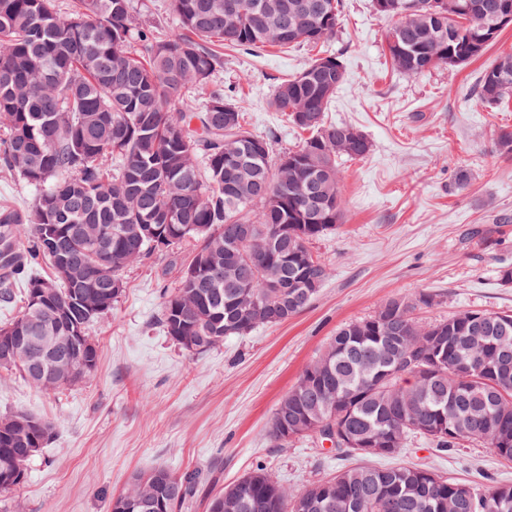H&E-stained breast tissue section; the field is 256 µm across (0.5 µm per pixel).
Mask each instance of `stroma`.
<instances>
[{"instance_id":"stroma-1","label":"stroma","mask_w":512,"mask_h":512,"mask_svg":"<svg viewBox=\"0 0 512 512\" xmlns=\"http://www.w3.org/2000/svg\"><path fill=\"white\" fill-rule=\"evenodd\" d=\"M342 4L327 47L342 56L346 78L326 117L355 126L372 147L339 166L344 222L315 246L328 270L320 293L284 323L192 355L159 324L160 294L174 287L179 264L155 256L127 270L125 295L90 329L99 363L89 380L53 391L0 375V411L54 427L25 481L0 494V512H111L132 476L154 468L202 472L201 491L184 512H207L210 495L259 467L303 489L342 460L307 440L273 447L268 426L278 400L339 325L423 289L437 296L418 314L426 322L469 309L512 311V287L499 281L501 267L512 266V221H495L512 218V155L494 140L498 129H512V99L488 106L475 97L481 72L512 51V27L466 65L407 76L391 66V22L372 0ZM310 56L306 47H228L213 79L240 106L246 128L276 133L275 151L294 148L300 136L269 98ZM462 171L471 179L460 188ZM401 460L461 482L512 484V464L482 447L442 453L418 440Z\"/></svg>"}]
</instances>
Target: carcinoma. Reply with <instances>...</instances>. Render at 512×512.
Segmentation results:
<instances>
[{"mask_svg":"<svg viewBox=\"0 0 512 512\" xmlns=\"http://www.w3.org/2000/svg\"><path fill=\"white\" fill-rule=\"evenodd\" d=\"M504 3L512 6L390 0L376 13L394 20L385 35L392 65L416 76L454 67V57L463 65L481 57L501 32L478 48L473 33ZM172 11L177 28L162 38L137 22L132 0H73L67 11L57 0H0V169L35 190L30 209L0 208V301L23 292L0 337L26 336L33 327L86 336L125 293V270L182 249L189 260L175 287L163 291L160 323L172 341L193 337L198 355L226 337L278 324L264 311L288 292L268 287L274 275L297 285L290 318L317 295L306 283L327 278L313 244L342 223L338 161L371 150L366 137L337 149L336 140L356 127L325 117L345 80L341 56L321 50L276 85L270 107L307 133L277 155L274 136L245 128L240 107L212 87V77L226 46L324 45L338 31L340 0H172ZM511 96L512 52L498 55L478 81L482 104ZM196 100L201 105L191 106ZM300 111L318 113L319 121L299 122ZM48 224L57 225L54 239ZM123 224L149 225L168 243L114 232ZM241 224L254 225L273 254L244 246ZM87 228L101 240L86 239ZM62 262L91 273L102 311L78 302ZM113 281L122 288L109 291ZM435 299L427 290L395 296L343 324L278 401L269 426L274 447L303 439L321 446V430L333 426L351 435L334 448L347 465L298 491L257 468L215 494L207 512H505L512 485L456 482L413 463L364 464L396 458L418 439L440 452L482 445L512 463V313L470 309L420 322L415 312ZM68 354L79 366L72 384L92 376L99 353L72 347ZM9 357L0 340L1 371L37 388L63 387L34 361ZM372 445L385 452L366 451ZM31 459L0 438V476ZM196 479L163 468L137 473L113 498L112 512L138 498L152 504L132 512H180Z\"/></svg>","mask_w":512,"mask_h":512,"instance_id":"1","label":"carcinoma"}]
</instances>
